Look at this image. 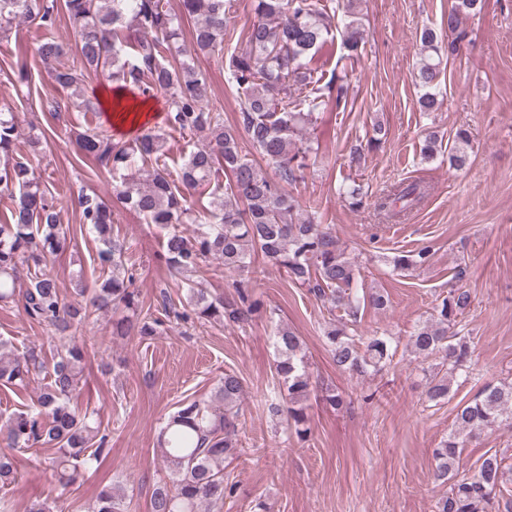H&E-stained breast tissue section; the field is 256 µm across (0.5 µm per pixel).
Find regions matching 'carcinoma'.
Listing matches in <instances>:
<instances>
[{
  "mask_svg": "<svg viewBox=\"0 0 512 512\" xmlns=\"http://www.w3.org/2000/svg\"><path fill=\"white\" fill-rule=\"evenodd\" d=\"M255 20L245 42L228 57L230 87L243 95L239 124L224 123V113L211 102V86L195 65L193 54L224 57V44L236 36L229 0H0V35L15 21L38 22L44 30L34 54L49 69L61 88L79 85L94 73L113 87L146 101L161 94L167 102L166 129L141 128L132 141L112 138L102 124L78 135L80 154L94 158L119 180L114 186L122 207L138 214L146 224L165 230L162 248L168 276L185 281V299L174 303L163 293L162 309L169 321L205 326L245 327L266 312L257 296V255L284 270L288 278L309 288L336 318L324 328L325 344L337 369L349 374H377L393 361L396 347L390 336H362L357 323L370 305L386 307L384 294L359 288V267L341 248L328 224L318 221V204L301 201L284 184L304 178L312 152L303 131L315 113L329 107L347 108L343 85L310 67L329 41L340 38L345 57L358 55L363 24L354 0H347L343 25L335 22L336 8L320 0H252ZM483 0H453L447 14L445 41L438 28L425 26L420 40L415 84L421 90L419 111L429 115L444 100L443 77L457 44L467 32L464 17L482 10ZM64 8L74 42L56 37L52 29L59 8ZM197 20L192 33L193 51L179 44L185 18ZM140 33L134 52L124 49L122 32ZM72 56L71 63L62 58ZM197 138L195 149L173 174L167 165L166 145L171 134ZM21 127L15 113L0 111V192L15 198L10 218L0 224V305L21 302L24 315L46 329L65 336L112 314V335L154 336L164 321L142 315L135 288V268L128 265L129 242L112 234L114 211L96 193L77 196L81 222L91 226L102 241V264L112 277L90 287L76 275L75 303L65 302L57 279L47 272L49 258L69 249L72 228L60 223L59 202L41 184L27 161L15 157ZM248 143L272 169L257 168L243 143ZM467 135L458 131L448 144L450 166L461 169L467 155L461 144ZM228 175L224 191L213 194L206 215L196 216L188 199L211 183L217 170ZM421 181L393 185L378 203L397 216L426 196ZM430 246H422L389 260L394 272L426 266ZM210 259L224 263L232 277L234 294L211 293L203 287ZM30 275L29 286L16 298L20 268ZM471 294L452 288L437 303L430 318L410 336L413 353L440 362L426 376L427 402L439 405L453 396V386L470 375L474 342L462 334L461 317L471 306ZM278 387L264 396L269 413L283 416L301 441L311 432L306 401L314 390L305 359L304 342L291 328L280 325L275 333ZM51 370V382L36 404L9 417L0 429V482L17 475L15 453L51 448L45 470L66 488L95 464L105 451L107 436L93 426L92 415L71 407L85 369V351L73 341L56 348L47 358L34 344L14 354L0 342V383L22 385L30 377ZM245 387L235 372L226 371L208 400H189L170 414L157 436V459L163 476L153 485L151 512H202L224 507L236 485L224 474V462L238 448L241 401ZM502 426L512 428V382L487 385L456 406L455 430L440 441L433 455L436 479L450 483L436 502L435 512H512V466L498 452L483 456L477 474L458 476L457 465L466 442ZM89 512H127L124 496L102 487Z\"/></svg>",
  "mask_w": 512,
  "mask_h": 512,
  "instance_id": "1",
  "label": "carcinoma"
}]
</instances>
